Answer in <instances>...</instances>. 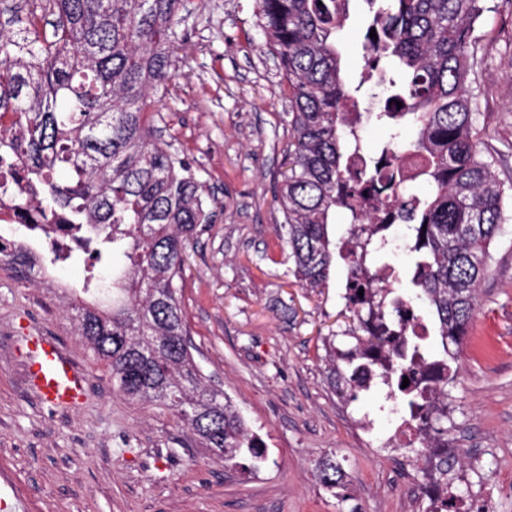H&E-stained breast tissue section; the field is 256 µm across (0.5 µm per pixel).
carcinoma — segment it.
I'll use <instances>...</instances> for the list:
<instances>
[{
	"mask_svg": "<svg viewBox=\"0 0 512 512\" xmlns=\"http://www.w3.org/2000/svg\"><path fill=\"white\" fill-rule=\"evenodd\" d=\"M350 2L255 0L288 90L279 247L288 249L296 283L312 292L326 287L332 267L347 269L346 307L365 336L347 357L335 337L324 339L327 381L345 403L355 401L359 373L373 352L392 348L380 378L421 424L409 443L421 459L431 440L448 435L452 363L479 309L490 248L512 220L506 208L512 184L485 157L469 90L485 6L484 0H363L364 67L358 82L348 83L340 34ZM40 10L53 16L52 34L29 24L0 35V121L9 118L11 131L0 137V164L19 160L27 194L43 211L63 215L71 237L96 262L109 252L126 258L112 266V301L74 305L77 336L110 367L120 396L162 403L226 464L262 461V441L183 340L186 250L214 212L205 208L191 166L157 138L150 110L173 76L185 0H41ZM368 83L381 88L378 112L364 103ZM370 122L384 126L387 138L366 154L360 131ZM382 154L399 165L413 157L422 164L409 181L387 176L384 196L367 206L361 184L380 177ZM61 170L64 180L57 179ZM338 208L347 212L349 228L335 237L329 226ZM392 209L414 262L408 320L388 308L389 276L368 273L352 247L360 238L370 256L390 252L395 238L374 219ZM5 257L22 276L34 268L22 251ZM83 291L103 294L93 268ZM432 334L443 346L437 358L425 344ZM425 361L439 365L440 376L421 388L414 375ZM433 457L444 482L448 469L463 464L452 451ZM316 477L334 489L345 474L331 455L318 460Z\"/></svg>",
	"mask_w": 512,
	"mask_h": 512,
	"instance_id": "cac0c4a2",
	"label": "carcinoma"
}]
</instances>
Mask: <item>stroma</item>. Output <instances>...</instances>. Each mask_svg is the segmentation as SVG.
Returning <instances> with one entry per match:
<instances>
[{"label": "stroma", "instance_id": "stroma-1", "mask_svg": "<svg viewBox=\"0 0 512 512\" xmlns=\"http://www.w3.org/2000/svg\"><path fill=\"white\" fill-rule=\"evenodd\" d=\"M471 84L476 124L497 172H512V0H489ZM341 41L344 77L363 67L364 5L352 0ZM174 78L157 93L154 125L192 166L216 214L188 246L182 304L194 358L265 443L256 468L227 467L165 406L127 400L80 342L67 300L86 256L20 279L0 264V512H429L406 494L386 442L384 387L343 404L325 378L322 340L349 350L346 269L326 288L294 285L277 245L274 200L288 140L284 75L253 0H192L176 28ZM480 310L448 399V442L466 459L465 502L488 486L512 512V223L492 250ZM53 336L87 376L84 401L52 412L25 376L26 343ZM336 452L344 484L315 464Z\"/></svg>", "mask_w": 512, "mask_h": 512}]
</instances>
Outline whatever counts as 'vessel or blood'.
I'll return each instance as SVG.
<instances>
[{"mask_svg":"<svg viewBox=\"0 0 512 512\" xmlns=\"http://www.w3.org/2000/svg\"><path fill=\"white\" fill-rule=\"evenodd\" d=\"M26 372L39 401L50 410L72 408L86 395L85 373L53 337L43 336L35 341Z\"/></svg>","mask_w":512,"mask_h":512,"instance_id":"b4317fda","label":"vessel or blood"}]
</instances>
